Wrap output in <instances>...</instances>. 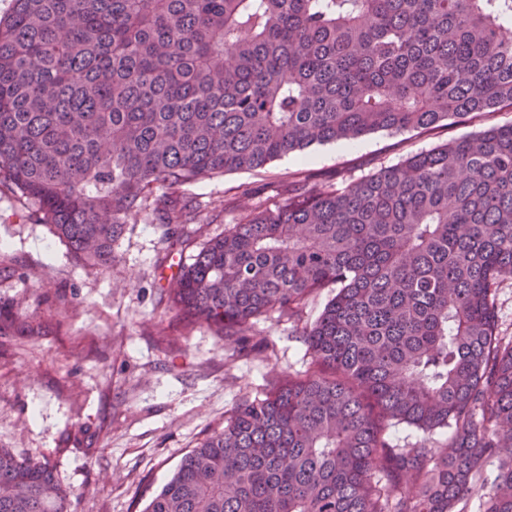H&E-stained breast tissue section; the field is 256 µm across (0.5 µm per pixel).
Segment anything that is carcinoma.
<instances>
[{
	"mask_svg": "<svg viewBox=\"0 0 512 512\" xmlns=\"http://www.w3.org/2000/svg\"><path fill=\"white\" fill-rule=\"evenodd\" d=\"M511 24L512 0H13L0 191L86 266L112 267L149 207L182 254L204 227L177 186L512 108ZM506 277L512 122L226 225L163 292L237 356L259 318L297 324L332 289L296 327L313 371L234 406L143 512H462L478 488L480 512H512ZM396 424L423 439L394 447ZM69 501L48 462L0 448V512ZM496 317L499 330L512 335V279L505 281L497 291Z\"/></svg>",
	"mask_w": 512,
	"mask_h": 512,
	"instance_id": "cac0c4a2",
	"label": "carcinoma"
}]
</instances>
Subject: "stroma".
<instances>
[{"mask_svg":"<svg viewBox=\"0 0 512 512\" xmlns=\"http://www.w3.org/2000/svg\"><path fill=\"white\" fill-rule=\"evenodd\" d=\"M512 121V108L463 123L315 145L256 170L175 190L201 206L209 235L249 210L272 207L300 179L345 186L448 141ZM163 228L151 210L131 217L112 268L77 263L16 195L0 193V302L17 313L0 335V448L49 459L70 490V512H142L184 455L224 415L310 356L287 319L261 320L250 355L230 359L207 328L182 333L160 291ZM41 335H27L25 325Z\"/></svg>","mask_w":512,"mask_h":512,"instance_id":"stroma-1","label":"stroma"}]
</instances>
